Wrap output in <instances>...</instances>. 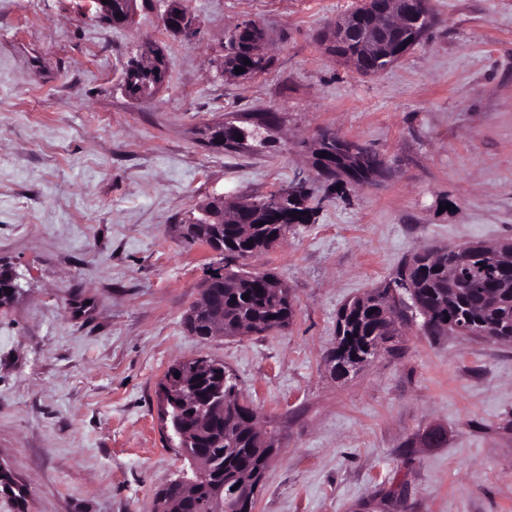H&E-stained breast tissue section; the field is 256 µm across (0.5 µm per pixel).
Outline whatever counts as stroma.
Masks as SVG:
<instances>
[{
    "instance_id": "1",
    "label": "stroma",
    "mask_w": 512,
    "mask_h": 512,
    "mask_svg": "<svg viewBox=\"0 0 512 512\" xmlns=\"http://www.w3.org/2000/svg\"><path fill=\"white\" fill-rule=\"evenodd\" d=\"M133 25L86 0H0V512H150L184 463L155 401L176 361H221L277 432L255 512H512V343L406 328L345 377L326 362L336 314L423 247L512 238V0H430L428 38L352 73L317 39L353 0H189L197 35ZM267 32L273 63L221 76L228 32ZM165 47L166 80L133 100L123 67ZM274 115L236 150L205 125ZM383 154L388 177L330 191L320 130ZM304 179L317 211L255 270L295 301L286 329L202 340L184 317L221 259L184 224L211 197L251 201ZM442 443L425 441L428 430Z\"/></svg>"
}]
</instances>
